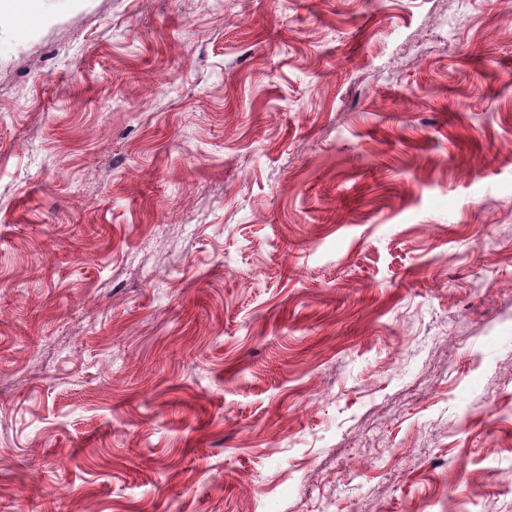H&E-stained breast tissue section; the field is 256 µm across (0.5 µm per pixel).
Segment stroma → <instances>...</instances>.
<instances>
[{
    "label": "stroma",
    "mask_w": 512,
    "mask_h": 512,
    "mask_svg": "<svg viewBox=\"0 0 512 512\" xmlns=\"http://www.w3.org/2000/svg\"><path fill=\"white\" fill-rule=\"evenodd\" d=\"M0 512H512V0L0 13Z\"/></svg>",
    "instance_id": "1"
}]
</instances>
